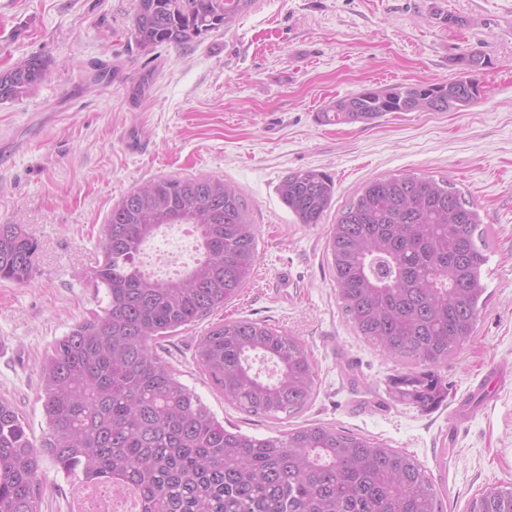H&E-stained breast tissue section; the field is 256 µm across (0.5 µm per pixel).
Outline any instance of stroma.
I'll return each mask as SVG.
<instances>
[{"instance_id": "1", "label": "stroma", "mask_w": 512, "mask_h": 512, "mask_svg": "<svg viewBox=\"0 0 512 512\" xmlns=\"http://www.w3.org/2000/svg\"><path fill=\"white\" fill-rule=\"evenodd\" d=\"M137 0H0V69L31 55L45 81L0 102V224L39 244L23 285L0 282V398L34 435L45 423L40 365L54 340L107 304L91 271L113 203L165 176L233 184L257 228L258 259L240 294L161 341L163 359L225 425L259 437L320 423L416 459L443 501L467 512L489 485L512 487V384L450 413L489 368L512 366V0H255L229 27L181 46L141 50ZM484 53L478 102L450 112H395L370 125H325L326 102L366 89L460 77ZM112 81L95 82L100 60ZM143 146L131 151L129 135ZM319 169L335 182L324 220L301 224L277 188ZM446 178L489 233L487 301L475 334L441 369L447 398L423 410L395 397L402 372L358 337L336 297L328 227L368 180ZM263 321L301 338L314 364L305 409L272 420L237 409L193 354L210 324Z\"/></svg>"}]
</instances>
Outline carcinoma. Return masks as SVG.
Here are the masks:
<instances>
[{"mask_svg":"<svg viewBox=\"0 0 512 512\" xmlns=\"http://www.w3.org/2000/svg\"><path fill=\"white\" fill-rule=\"evenodd\" d=\"M254 0H138L136 43L186 44L224 27ZM448 83L367 89L325 105L326 124H370L391 112H449L480 96L484 55L462 58ZM48 62L30 56L0 71V101L44 82ZM335 192L319 169L292 172L279 195L301 224H319ZM187 224L199 256L160 277L144 246ZM103 259L92 278L104 314L57 338L41 366L46 432L37 440L0 399V512H40L45 459L72 487L117 485L137 512H442L426 471L365 436L313 424L277 437L224 427L156 349L159 340L236 298L257 261L248 206L212 177H162L124 195L99 225ZM342 313L388 358L400 399L431 409L445 397L438 368L472 338L486 286L488 229L447 179L388 175L366 183L328 233ZM38 242L0 224V281L27 282ZM195 359L239 409L279 419L314 394L305 342L263 321L224 319L200 337ZM467 512H512V488L487 486Z\"/></svg>","mask_w":512,"mask_h":512,"instance_id":"cac0c4a2","label":"carcinoma"}]
</instances>
